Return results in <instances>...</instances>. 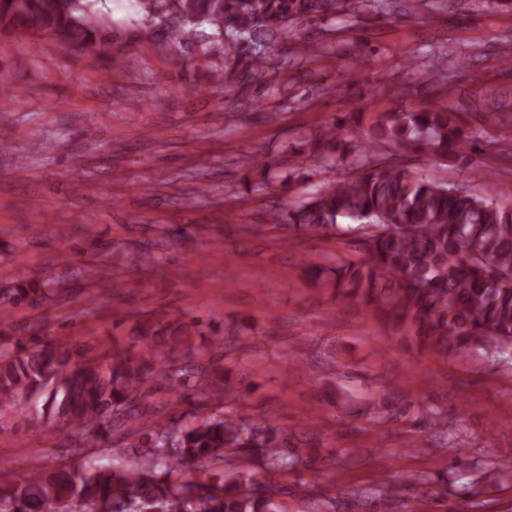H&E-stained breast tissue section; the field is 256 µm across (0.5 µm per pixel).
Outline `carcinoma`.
I'll list each match as a JSON object with an SVG mask.
<instances>
[{
  "instance_id": "carcinoma-1",
  "label": "carcinoma",
  "mask_w": 512,
  "mask_h": 512,
  "mask_svg": "<svg viewBox=\"0 0 512 512\" xmlns=\"http://www.w3.org/2000/svg\"><path fill=\"white\" fill-rule=\"evenodd\" d=\"M95 2L0 0V32L49 35L68 50L110 62L141 30L188 44L202 28L204 55L235 50L234 67L212 78L245 86L269 74L268 50L288 44L291 21L352 10L350 0H136L140 26L127 32L103 23ZM470 138L457 113L442 111L394 114L366 132L362 144L338 139L331 128L306 142L310 156L334 162L353 155L358 162L278 219L308 237L339 231L342 219L357 223L360 261H302L319 289L360 301L422 349L494 356L512 347V206L378 166L370 151L396 142L457 152ZM246 167L250 193L265 184L269 165L253 158ZM57 295L46 283L18 282L0 289V302L37 305ZM138 330L153 348L158 336L189 338L199 322L146 318ZM149 382L179 387L176 403L192 400L196 411L183 413L184 422L151 417L142 404ZM233 390L220 366L190 357L168 356L157 367L114 349L104 363L68 341H12L1 333L0 409L22 414L41 395V417L66 429L75 452L97 448L112 463H64L35 476L1 465L0 512H60L63 504L78 512H288L279 477L307 460L290 448L287 431L225 414Z\"/></svg>"
}]
</instances>
